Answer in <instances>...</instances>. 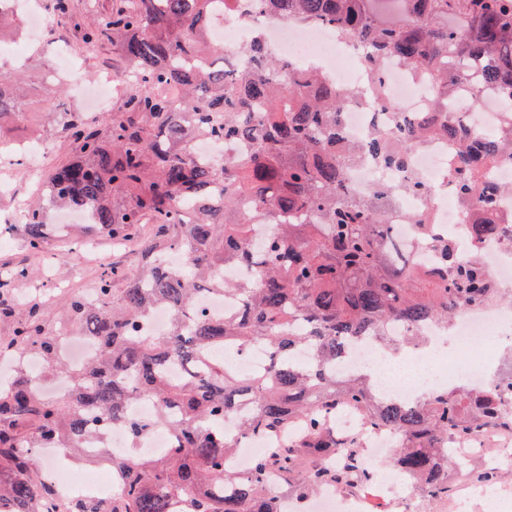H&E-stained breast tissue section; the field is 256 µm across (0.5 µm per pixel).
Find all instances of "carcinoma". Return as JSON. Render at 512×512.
<instances>
[{
  "instance_id": "obj_1",
  "label": "carcinoma",
  "mask_w": 512,
  "mask_h": 512,
  "mask_svg": "<svg viewBox=\"0 0 512 512\" xmlns=\"http://www.w3.org/2000/svg\"><path fill=\"white\" fill-rule=\"evenodd\" d=\"M217 0H112V8L78 25L73 36L112 45L131 66L137 87L112 114L105 134L91 130L76 112L48 110L54 125L73 142L74 157L56 167L47 181L57 208H78L114 239L125 240L150 220L166 233L142 248L143 269L136 277L107 265L97 281L102 302L78 297L63 318L82 327L98 350L77 375L62 359L50 315L38 306L21 308L5 351L34 353L72 378L61 400L41 394L27 377L0 388V469L13 474L0 484V512H43L41 498L51 488H28L36 459L31 449L83 441L113 423L125 426L134 451L112 459V469L130 477L112 501L93 512H280V499L304 498L325 484L369 486L375 472L361 459V437L343 435L325 416L341 404L363 409L366 424L399 435L393 469L410 489L428 499L450 496L448 467L458 456L448 437L481 431L512 433V416L498 412L493 397L512 389L496 379L485 391L431 393L411 403L381 399L369 376L338 379L329 367L342 362L349 346L371 335L385 345L387 323L411 325L446 321L467 305L494 296L493 278L473 254L458 253L427 231L419 245L441 258L443 272L419 278L395 265L382 227L391 195L376 190L350 194L345 171L361 157L383 164L403 163L393 136L379 132L355 147L336 149L341 94L313 72L282 84L284 65L266 57L259 41L242 51V68H224V48L207 41V25ZM300 23H325L343 38L358 41L370 66L393 54L411 71L426 74L445 58L432 112L448 111L451 95L466 80L460 66L484 59L483 81L512 100V0H401L402 16L384 19L371 0H260ZM462 16L467 30L448 27ZM267 105L273 121H256L252 105ZM25 111L23 84L0 74V133ZM457 142L453 177L457 196L485 207L498 194H512L482 178L503 152H512V125L473 147L461 141L457 124L432 122L431 115L406 120L400 137L411 146L425 128ZM196 137L249 142L251 149L231 166L196 163L189 143ZM263 213L274 231L263 250L250 251L252 227L244 201ZM234 220H228V215ZM499 221L473 225L476 237L493 238ZM47 235L43 208L26 210L24 236L32 252ZM189 248L190 264L169 265L176 242ZM243 260L259 270L263 285L232 289L245 301L241 312L213 318L195 307L200 287L213 283L215 270ZM167 306V333L142 329L153 310ZM235 343L264 347L267 366L243 376L214 358ZM313 348L306 365L292 353ZM158 405L152 421L130 412L134 398ZM242 416L243 435H274L290 421L304 432L254 460L246 475L225 466L236 443L221 420ZM177 435L175 447L160 457L139 451L153 426ZM340 465L330 469L326 458ZM274 475L278 487L267 483Z\"/></svg>"
}]
</instances>
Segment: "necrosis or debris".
Listing matches in <instances>:
<instances>
[{
  "label": "necrosis or debris",
  "instance_id": "1",
  "mask_svg": "<svg viewBox=\"0 0 512 512\" xmlns=\"http://www.w3.org/2000/svg\"><path fill=\"white\" fill-rule=\"evenodd\" d=\"M0 13L21 18L19 38L39 42L53 23L39 0H0ZM209 32L226 48L238 50L253 40H261L267 56L289 64L291 71H317L327 83L344 93L340 129L343 144H357L377 130L392 127L396 120L428 111L437 81L429 76L418 79L396 56H386L380 69H372L359 45L339 39L332 27L300 24L268 10H258L254 0H224ZM472 88L463 84L448 111L459 121L465 138L482 140L490 129L500 127L504 114L501 96L485 89L479 104L471 102ZM451 149L447 138L429 135L407 151L404 167H384L365 159L348 168L346 183L355 194L368 193L384 182L398 190L399 196L389 217L393 239L413 250L415 270L432 276L438 270L435 253L417 245L422 226H429L440 238H448L465 251L476 252L506 290L512 289V226H505L494 240H473L468 230L473 214L463 210L452 187ZM420 179L425 193H402V186ZM424 345L392 353L374 341L355 344L345 361L337 366L340 376L372 373L382 398L410 402L418 394L446 389L458 380L471 388L484 389L488 380L489 359L503 342L512 343V305L487 301L462 309L449 324L428 323L419 330ZM336 427L364 435L363 456L375 464L386 447L395 443L387 430H365L357 410H337ZM284 512H371L362 493L343 492L328 486L305 499L286 498Z\"/></svg>",
  "mask_w": 512,
  "mask_h": 512
}]
</instances>
